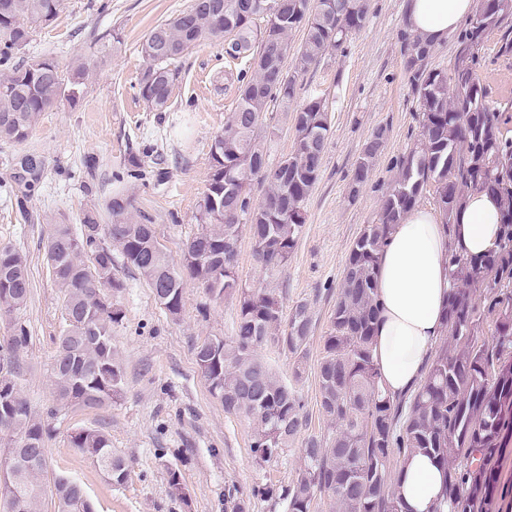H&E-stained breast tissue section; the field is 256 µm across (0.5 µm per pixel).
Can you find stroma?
Masks as SVG:
<instances>
[{"label":"stroma","mask_w":512,"mask_h":512,"mask_svg":"<svg viewBox=\"0 0 512 512\" xmlns=\"http://www.w3.org/2000/svg\"><path fill=\"white\" fill-rule=\"evenodd\" d=\"M190 0H65L50 25L37 29L24 56H51L61 66L91 56L109 44L76 103L42 113L28 141L0 143V242L26 254L31 298L20 314L30 344L19 357V386L40 414L54 406L53 362L64 330V301L48 268L44 242L51 225H78L82 211L102 208L118 192L152 216L158 243L180 264L186 240L197 231L196 204L209 171V146L237 99V74L246 59L230 58L221 42L206 43L176 63L171 109L149 111L139 98L144 66L138 47L159 22L186 8ZM404 0H370L369 20L344 50H332L305 76L301 97L326 99L331 131L323 167L309 198L306 223L282 279L285 307L299 300L311 306L315 329L302 375L294 359L265 345L257 355L305 404L307 431L320 434L328 422L320 408L318 365L349 248L363 225L373 223L403 158L420 135L417 96L405 67L400 31ZM120 44H113V33ZM478 74L487 102H512V50L500 33L478 47ZM389 140L367 184L349 197L352 165L378 125ZM44 156L43 180L24 207H17L10 176L17 157ZM156 167L158 176L131 188L121 178L129 157ZM123 287L114 296L125 318L112 343L125 372L121 397L103 410L69 408L51 421L47 442L49 475L64 474L84 487L95 512H227L226 495L245 500L248 512H267L250 498L259 481L286 482L300 466L299 451L258 468L250 450L245 415L225 413L197 369L193 348L212 336L228 337L237 318L235 302L212 301L189 285L179 320L156 303L149 283L116 260ZM104 427L129 473L123 484L109 483L91 460L69 444L82 427ZM177 470L185 497L173 496L167 474Z\"/></svg>","instance_id":"obj_1"}]
</instances>
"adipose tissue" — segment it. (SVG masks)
<instances>
[{
	"mask_svg": "<svg viewBox=\"0 0 512 512\" xmlns=\"http://www.w3.org/2000/svg\"><path fill=\"white\" fill-rule=\"evenodd\" d=\"M476 0H406L408 30L426 43L447 40L476 11ZM501 204L471 189L445 228L439 215L413 208L395 225L377 264L373 353L385 390L407 393L422 379L424 366L442 333L451 289L448 249L479 258L494 250L501 233ZM443 485L439 465L421 453L402 463L396 488L406 512H434Z\"/></svg>",
	"mask_w": 512,
	"mask_h": 512,
	"instance_id": "obj_1",
	"label": "adipose tissue"
}]
</instances>
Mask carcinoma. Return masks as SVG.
<instances>
[{
    "mask_svg": "<svg viewBox=\"0 0 512 512\" xmlns=\"http://www.w3.org/2000/svg\"><path fill=\"white\" fill-rule=\"evenodd\" d=\"M64 0H0V141L22 145L41 113L83 93L94 64L80 59L67 70L47 56L24 59L19 53L38 27L51 24ZM369 0H191L172 18L155 25L140 44L145 61L138 80L140 98L152 112L170 108L177 80L175 61L190 49L223 40L226 53L248 59L239 74L235 111L209 148L210 171L196 205L198 232L184 246L182 261L170 263L158 244L153 218L117 193L105 204L108 223L86 210L76 233L69 224L52 225L45 256L65 298L67 328L58 339L53 363L57 406L105 409L120 397L124 371L112 347L113 328L123 310L104 299L123 288L113 272V250L165 298L163 311L180 318L185 288L196 283L214 300L236 302L234 335L194 346L195 362L211 395L227 414L246 415L251 452L266 466L292 450L307 428L304 403L256 351L271 343L295 359L300 378L308 356L313 318L308 302L284 313L282 274L288 268L306 221L309 197L319 179L331 131L325 100L296 103L305 74L332 49H342L369 19ZM512 15V0H479L461 41L456 74L430 69L431 47L419 36L400 32L413 47L406 69L421 111L418 145L382 198L376 220L366 224L350 248L343 282L336 293L331 327L323 337L318 379L327 433L304 439L301 464L284 484H256L251 496L268 512H311L325 497L329 512H404L391 480L394 457L422 452L445 474L435 512H495L497 475L491 461L512 433V295L496 296L487 310L474 301L477 290L496 287V277L512 270V140L499 126V113L486 103V89L475 66L474 47ZM303 32L299 44L293 33ZM293 112L294 148L269 167L264 125L270 107ZM389 128L378 126L364 143L350 182L363 187L385 149ZM30 182L13 178L31 192L45 171V158L24 154ZM126 178L147 180L137 158L128 159ZM256 181L267 183L263 202L252 205ZM451 224L462 189L478 188L502 202L501 238L495 250L474 259L449 257L452 288L444 329L424 376L409 393L392 396L380 385L373 356L376 264L393 226L416 206L428 185ZM252 240L253 257L263 274L247 285L237 274L242 232ZM30 296L26 255L0 243V321L10 326L0 341V512H41L51 496L55 512H93L83 487L59 475L47 485L46 443L50 428L15 396L17 359L30 332L18 318ZM496 315L495 349L478 344L485 313ZM71 447L91 459L112 484L125 482V459L112 450L101 427L69 435Z\"/></svg>",
    "mask_w": 512,
    "mask_h": 512,
    "instance_id": "obj_1",
    "label": "carcinoma"
}]
</instances>
